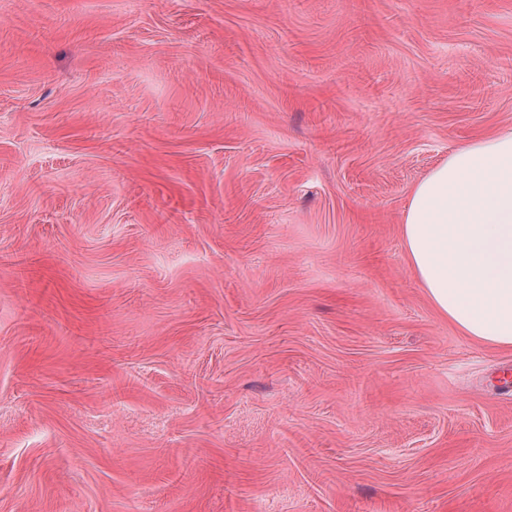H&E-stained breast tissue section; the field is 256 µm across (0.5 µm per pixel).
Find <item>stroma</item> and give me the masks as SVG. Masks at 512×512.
Listing matches in <instances>:
<instances>
[{"instance_id": "35a3bbf8", "label": "stroma", "mask_w": 512, "mask_h": 512, "mask_svg": "<svg viewBox=\"0 0 512 512\" xmlns=\"http://www.w3.org/2000/svg\"><path fill=\"white\" fill-rule=\"evenodd\" d=\"M507 126L512 0H0V512H512L400 232Z\"/></svg>"}]
</instances>
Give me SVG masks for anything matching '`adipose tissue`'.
I'll use <instances>...</instances> for the list:
<instances>
[{
	"label": "adipose tissue",
	"instance_id": "adipose-tissue-1",
	"mask_svg": "<svg viewBox=\"0 0 512 512\" xmlns=\"http://www.w3.org/2000/svg\"><path fill=\"white\" fill-rule=\"evenodd\" d=\"M401 232L434 309L463 335L512 349V128L456 149L418 181Z\"/></svg>",
	"mask_w": 512,
	"mask_h": 512
}]
</instances>
